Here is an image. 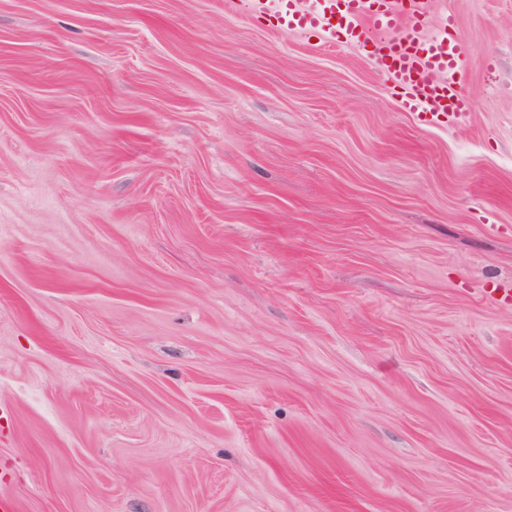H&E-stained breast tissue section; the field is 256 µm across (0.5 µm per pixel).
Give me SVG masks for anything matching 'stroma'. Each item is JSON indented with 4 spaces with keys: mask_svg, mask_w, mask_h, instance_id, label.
Segmentation results:
<instances>
[{
    "mask_svg": "<svg viewBox=\"0 0 512 512\" xmlns=\"http://www.w3.org/2000/svg\"><path fill=\"white\" fill-rule=\"evenodd\" d=\"M467 116L246 0H0V498L512 512V0Z\"/></svg>",
    "mask_w": 512,
    "mask_h": 512,
    "instance_id": "obj_1",
    "label": "stroma"
}]
</instances>
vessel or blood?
I'll list each match as a JSON object with an SVG mask.
<instances>
[{"label":"vessel or blood","mask_w":512,"mask_h":512,"mask_svg":"<svg viewBox=\"0 0 512 512\" xmlns=\"http://www.w3.org/2000/svg\"><path fill=\"white\" fill-rule=\"evenodd\" d=\"M256 12L273 14L280 28L325 33L342 43L377 37V61L399 88L400 111L417 116L464 114L468 47L453 16L431 25V0H252Z\"/></svg>","instance_id":"obj_1"}]
</instances>
